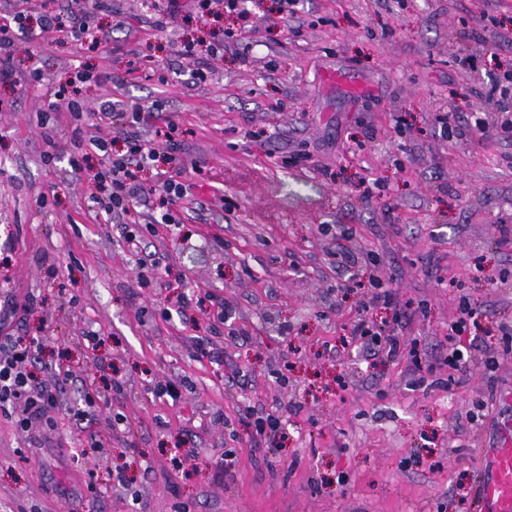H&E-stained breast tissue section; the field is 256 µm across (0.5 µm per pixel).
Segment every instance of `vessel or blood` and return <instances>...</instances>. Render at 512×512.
Instances as JSON below:
<instances>
[{
    "label": "vessel or blood",
    "instance_id": "obj_1",
    "mask_svg": "<svg viewBox=\"0 0 512 512\" xmlns=\"http://www.w3.org/2000/svg\"><path fill=\"white\" fill-rule=\"evenodd\" d=\"M476 512H512V425L489 451V469L477 485Z\"/></svg>",
    "mask_w": 512,
    "mask_h": 512
}]
</instances>
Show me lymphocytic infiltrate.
<instances>
[{
	"label": "lymphocytic infiltrate",
	"mask_w": 512,
	"mask_h": 512,
	"mask_svg": "<svg viewBox=\"0 0 512 512\" xmlns=\"http://www.w3.org/2000/svg\"><path fill=\"white\" fill-rule=\"evenodd\" d=\"M12 26H0V83L12 82L15 75L14 51L21 41L34 37L35 29L62 26L59 15L40 14L38 22H31L26 11H15ZM48 111L65 112L71 116L85 115L94 119L110 117L124 125V150H113L111 142L99 137L91 124L81 134L87 147L84 154L72 157L73 171H91L92 177L107 189L105 196L96 203L111 214L113 223L126 225V238L136 242L137 233L130 229L132 215H140L145 226L174 224L183 201L190 195L191 186L179 178L176 168L179 161L176 153L180 148L177 139L179 126L163 117L164 103L156 100L144 105L103 96L94 105H87L80 88H59ZM164 120L166 131L164 146H156L148 139L147 130L157 120ZM100 156L98 168H90V153ZM144 170L155 171L157 179L153 185H145L138 174ZM15 309L0 312V404L13 407L16 425L24 431L59 403L58 386H37L32 382L33 374L27 366L35 360L40 348L38 339L20 335H3Z\"/></svg>",
	"instance_id": "lymphocytic-infiltrate-1"
}]
</instances>
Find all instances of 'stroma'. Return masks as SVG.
Listing matches in <instances>:
<instances>
[{
  "instance_id": "1",
  "label": "stroma",
  "mask_w": 512,
  "mask_h": 512,
  "mask_svg": "<svg viewBox=\"0 0 512 512\" xmlns=\"http://www.w3.org/2000/svg\"><path fill=\"white\" fill-rule=\"evenodd\" d=\"M302 5L287 29L263 0L244 33L109 0L93 22L107 42L78 50L53 28L19 47L0 85V307L36 296L21 327L67 379L31 431L0 413V512H473L464 497L512 423V139L473 133L499 119L491 84L512 102V0ZM187 39L233 49L192 62ZM82 69L86 101L165 100L184 165H205L144 267L68 164L75 119L43 158L35 114ZM374 277L399 306L370 316L402 345L368 359L351 332ZM464 303L478 326L452 379L433 361ZM269 414L279 428L257 431Z\"/></svg>"
}]
</instances>
